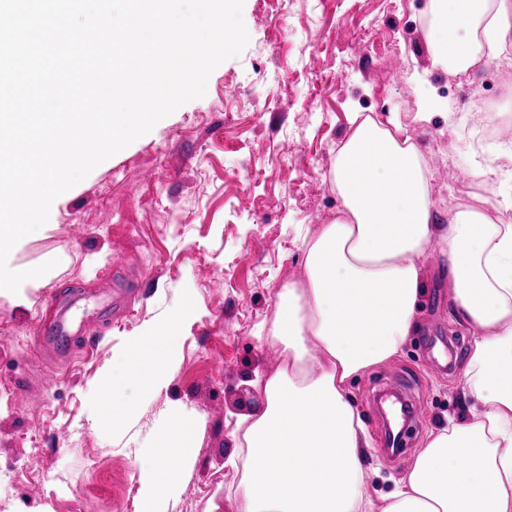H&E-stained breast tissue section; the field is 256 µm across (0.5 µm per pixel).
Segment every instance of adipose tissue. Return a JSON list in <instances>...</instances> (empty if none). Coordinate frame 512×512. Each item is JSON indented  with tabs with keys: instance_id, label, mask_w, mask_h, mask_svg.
Segmentation results:
<instances>
[{
	"instance_id": "adipose-tissue-1",
	"label": "adipose tissue",
	"mask_w": 512,
	"mask_h": 512,
	"mask_svg": "<svg viewBox=\"0 0 512 512\" xmlns=\"http://www.w3.org/2000/svg\"><path fill=\"white\" fill-rule=\"evenodd\" d=\"M425 37L433 66L466 73L512 43V0H431ZM348 122L329 173L342 209L303 239L305 280L277 294L267 335L283 361L256 373L264 403L236 417L227 463L240 479L225 498L235 512H512V223L493 217L480 194L433 223L431 171L399 115L352 112ZM434 249L448 256L456 317L476 330L466 368L476 404L430 433L377 506L362 476L368 434L347 386L398 355L416 328ZM180 323L130 338L121 370L103 372L95 418L132 417L124 376L150 393L164 386ZM199 450L192 426L175 419L138 453L143 512L180 478L162 457L181 463Z\"/></svg>"
}]
</instances>
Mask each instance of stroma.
<instances>
[{
	"instance_id": "1",
	"label": "stroma",
	"mask_w": 512,
	"mask_h": 512,
	"mask_svg": "<svg viewBox=\"0 0 512 512\" xmlns=\"http://www.w3.org/2000/svg\"><path fill=\"white\" fill-rule=\"evenodd\" d=\"M428 5L244 0L249 42L214 69L205 95L56 198L48 227L12 249L9 266L57 265L27 286V302L0 296V512H73L78 503L83 512H139L135 454L175 410L195 424L200 452L163 512L223 506L225 487L238 481L226 465L235 417L260 403L256 373L282 360L259 327L272 318L277 292L305 275L302 237L340 205L328 179L349 113L400 114L433 173L438 224L480 190L467 131L449 132L448 113L489 101L512 144V50L450 80L430 60ZM371 24L373 45L354 42L353 31ZM393 41L397 59L386 56ZM330 72L342 80L324 81ZM425 93L445 105L428 125L413 120ZM425 282L420 323L402 351L348 385L371 437L363 477L375 499L413 465L432 430L471 404L462 387L473 331L452 312L444 254L426 267ZM117 288L129 289L130 313L113 310ZM58 311L77 330L61 351H34L33 337ZM179 312L165 386L148 395L128 380L135 416L120 428L92 423L104 369L144 325ZM400 378L426 417L406 428L408 451L395 458L384 450L387 420L372 395Z\"/></svg>"
}]
</instances>
